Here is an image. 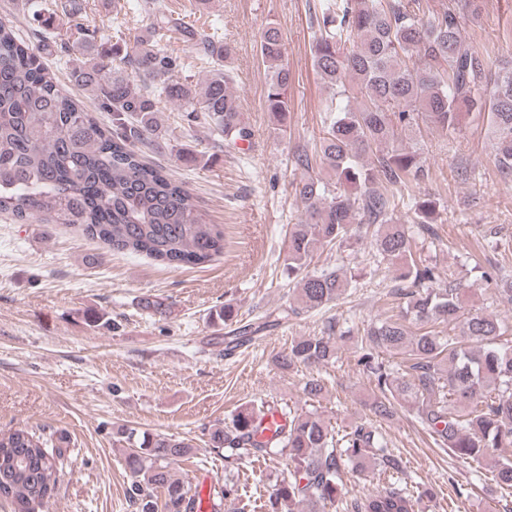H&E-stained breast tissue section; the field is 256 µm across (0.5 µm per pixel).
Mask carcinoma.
<instances>
[{
    "instance_id": "carcinoma-1",
    "label": "carcinoma",
    "mask_w": 512,
    "mask_h": 512,
    "mask_svg": "<svg viewBox=\"0 0 512 512\" xmlns=\"http://www.w3.org/2000/svg\"><path fill=\"white\" fill-rule=\"evenodd\" d=\"M25 6L36 44L14 30L13 20L0 19V214L21 223L73 225L114 252L170 267H202L223 255L224 229L206 221L183 182L145 159L168 145L160 122L164 103L194 114L226 141L250 139L221 28L197 26L161 0H132L128 12L150 19L147 35L130 47L127 20H116V42L104 49L96 31L78 22L81 0L53 8L25 0ZM479 11V0H448L437 8L422 0H326L315 16L311 56L331 104L319 147L294 154L293 161L306 170L325 164L330 178L310 175L296 188L304 213L289 225L285 264L288 274L299 276L298 306L284 313L321 310L344 298L346 271L309 269L314 250L340 252L362 229L378 226L375 255L397 267L390 291L397 312L354 337L358 371L373 385L369 410L389 420L396 406H411L435 446L476 465L494 459L493 481L506 491L512 489V343L502 337L509 326L466 307L465 287L417 257L413 232L392 218L394 189L428 176L417 139L422 123L452 135L464 116L487 113L497 167L512 176V61L482 60L462 43L463 25L477 22ZM65 19L81 31L60 42L72 57L70 81L111 114L107 125L64 93L42 60L41 48ZM172 42L193 47L194 58L169 48ZM259 54L268 78L265 109L281 127L292 75L273 23L260 32ZM196 67L207 70L204 80L180 79ZM435 213L433 199L417 201L415 224L433 231ZM482 278L512 305V278L493 265ZM236 316L231 303L209 312L215 323ZM253 333L243 326L224 337L226 354L253 340ZM349 338L331 318L321 335L294 337L273 364L280 370L333 365L338 342ZM207 436L224 452L226 468L244 460H288V474L257 505L259 512H326L344 495L347 466L363 470L371 462L386 472L403 470L376 427L343 429L315 410L298 414L264 401L240 406ZM114 439L133 477L128 500L135 512H197L198 487L174 472L194 458L191 440L124 425ZM70 445L62 430L47 437L24 428L1 433L0 498L14 512H43ZM244 496V485L226 481L210 490V512H238L235 503ZM418 502L391 485L353 499L350 508L417 512Z\"/></svg>"
}]
</instances>
